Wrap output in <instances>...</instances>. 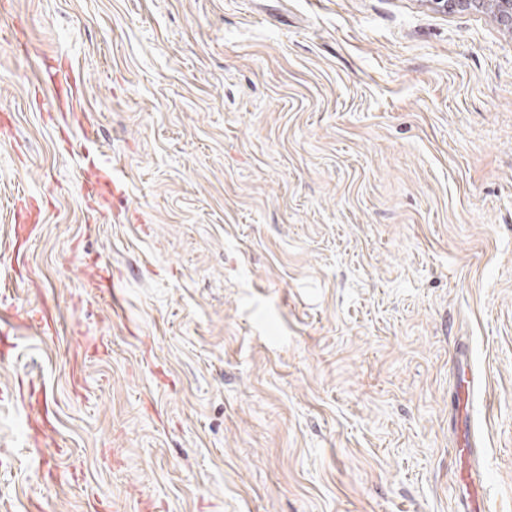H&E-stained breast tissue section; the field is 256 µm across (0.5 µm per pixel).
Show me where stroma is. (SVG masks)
I'll list each match as a JSON object with an SVG mask.
<instances>
[{"label":"stroma","instance_id":"1","mask_svg":"<svg viewBox=\"0 0 512 512\" xmlns=\"http://www.w3.org/2000/svg\"><path fill=\"white\" fill-rule=\"evenodd\" d=\"M86 126L115 188L92 210ZM21 196L0 512H453L461 347L489 512H512V34L490 15L0 0V239ZM43 306L52 329L15 318ZM455 390L463 401L466 407L470 409V405L475 399L485 391V385L481 377L472 369L468 356L459 351L455 355Z\"/></svg>","mask_w":512,"mask_h":512}]
</instances>
